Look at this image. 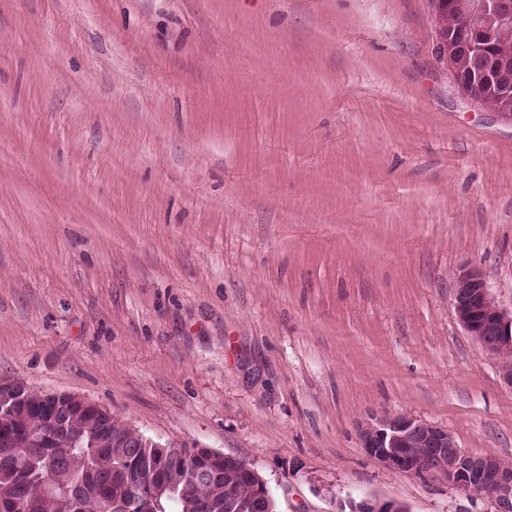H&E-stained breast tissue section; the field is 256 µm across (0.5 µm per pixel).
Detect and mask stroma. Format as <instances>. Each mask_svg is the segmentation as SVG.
Returning a JSON list of instances; mask_svg holds the SVG:
<instances>
[{
    "label": "stroma",
    "instance_id": "1",
    "mask_svg": "<svg viewBox=\"0 0 512 512\" xmlns=\"http://www.w3.org/2000/svg\"><path fill=\"white\" fill-rule=\"evenodd\" d=\"M429 0H0V381L251 465L277 512H494L360 445L373 416L512 461L457 321L512 311V119ZM454 312L463 328L491 355L512 351V312L498 305L478 268L462 269L454 279ZM502 353L505 359L512 358ZM340 506V511L348 512H393L395 510L391 501H382L375 498L348 499Z\"/></svg>",
    "mask_w": 512,
    "mask_h": 512
}]
</instances>
